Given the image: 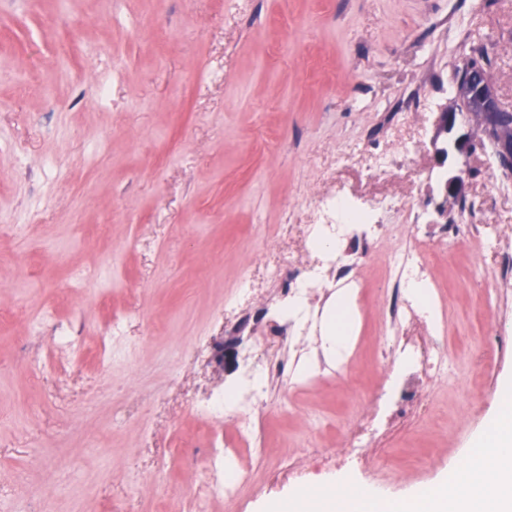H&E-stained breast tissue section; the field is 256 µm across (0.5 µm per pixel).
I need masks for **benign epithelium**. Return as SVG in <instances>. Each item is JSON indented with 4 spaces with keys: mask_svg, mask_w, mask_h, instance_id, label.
Masks as SVG:
<instances>
[{
    "mask_svg": "<svg viewBox=\"0 0 512 512\" xmlns=\"http://www.w3.org/2000/svg\"><path fill=\"white\" fill-rule=\"evenodd\" d=\"M459 94L464 97L465 111L474 107L477 110L476 120L481 131L495 143L500 166L507 172L512 170V139L499 134V128L504 120H512V114L504 111L500 105L494 88L485 83L478 87L469 84L458 86ZM457 113L443 109L438 113L437 130L442 135L439 146L436 147V155L440 163L447 162L449 150L459 153H468L473 149V143L469 134L462 133L453 140H448V134L456 127ZM463 194V181L458 176H451L446 181L445 199L437 206L440 217L447 216L448 198L457 199Z\"/></svg>",
    "mask_w": 512,
    "mask_h": 512,
    "instance_id": "1",
    "label": "benign epithelium"
}]
</instances>
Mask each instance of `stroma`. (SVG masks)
<instances>
[{
	"instance_id": "35a3bbf8",
	"label": "stroma",
	"mask_w": 512,
	"mask_h": 512,
	"mask_svg": "<svg viewBox=\"0 0 512 512\" xmlns=\"http://www.w3.org/2000/svg\"><path fill=\"white\" fill-rule=\"evenodd\" d=\"M498 44L493 86L512 108V0H0V512H195L192 482L231 422L195 399L237 378L243 277L306 259L305 201L342 190L424 211L425 248L448 305V380L427 394L448 422L411 418L370 449L372 468L321 467L373 405L386 250L363 258L345 371L274 390L262 457L241 500L205 512H273L295 482L353 476L396 497L438 484L497 413L512 357L463 370L499 335L490 310L512 287L498 260L442 223L512 234V192L493 190L483 150L438 166L437 108L473 46ZM110 83L106 97L98 86ZM435 102L416 109L413 90ZM402 111H389L391 102ZM418 151L402 157V143ZM464 204L435 208L448 173ZM131 317L99 365V338ZM74 345H53L56 336Z\"/></svg>"
}]
</instances>
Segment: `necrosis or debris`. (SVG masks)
Listing matches in <instances>:
<instances>
[{"instance_id":"4bbe7bcc","label":"necrosis or debris","mask_w":512,"mask_h":512,"mask_svg":"<svg viewBox=\"0 0 512 512\" xmlns=\"http://www.w3.org/2000/svg\"><path fill=\"white\" fill-rule=\"evenodd\" d=\"M400 204L396 197L367 204L343 193L309 203L312 219L307 236L319 243L315 258L309 263L291 264L274 275L276 302L301 304L299 310L289 313L287 320L274 327L275 336L286 343V350L276 353L263 366L243 360L241 387L232 399H225L219 392L194 406L195 412L204 417L220 418L231 410L240 420L234 435L212 448L206 460L209 478L193 489L195 500L215 495L238 499L250 473L242 468L227 474L224 459L244 448L253 451L264 447L263 431L252 414L265 407L270 391L285 383H299L298 367L305 352L297 343L320 337L322 313L313 305L315 297L335 289L361 286L359 255L343 250V242L350 239L366 246L378 243L384 236L380 223L383 214ZM387 268L389 295L384 314L391 333L383 338L380 355L387 368V380L376 406L345 434L346 453L358 462L366 458L368 449L384 441L390 428L405 426L411 416L426 410L428 399L423 385L438 383L448 375L447 305L436 290L424 249L407 242L396 243L389 252ZM413 282L431 289L434 316L421 318L422 305L409 288Z\"/></svg>"}]
</instances>
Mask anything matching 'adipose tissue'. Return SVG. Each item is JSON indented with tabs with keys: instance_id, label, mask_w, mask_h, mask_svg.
I'll return each instance as SVG.
<instances>
[{
	"instance_id": "ef3b65f1",
	"label": "adipose tissue",
	"mask_w": 512,
	"mask_h": 512,
	"mask_svg": "<svg viewBox=\"0 0 512 512\" xmlns=\"http://www.w3.org/2000/svg\"><path fill=\"white\" fill-rule=\"evenodd\" d=\"M352 293L338 290L327 312L322 349L338 358L354 337ZM500 413L477 435L446 483L405 499L349 477L297 488L275 512H512V384L500 391Z\"/></svg>"
}]
</instances>
